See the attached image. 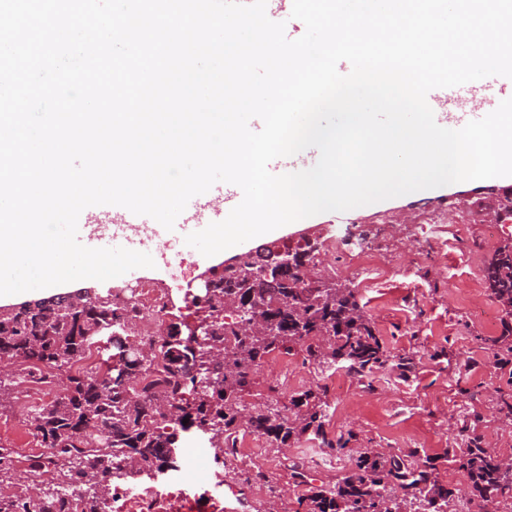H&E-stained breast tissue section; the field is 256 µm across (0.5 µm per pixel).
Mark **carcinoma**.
Here are the masks:
<instances>
[{
	"instance_id": "cac0c4a2",
	"label": "carcinoma",
	"mask_w": 512,
	"mask_h": 512,
	"mask_svg": "<svg viewBox=\"0 0 512 512\" xmlns=\"http://www.w3.org/2000/svg\"><path fill=\"white\" fill-rule=\"evenodd\" d=\"M293 263L276 267L268 281L240 279L219 271L212 280L209 332L198 342L182 335L180 325L126 355L120 369L100 354V335L134 326V309H119L115 300L88 299L82 304H26L0 310V359L14 369L0 374V408L17 398L29 381L54 383L63 390L36 406L26 420L32 436L50 454L26 457L28 471L56 469L58 478L32 494L17 477V456L0 445V512H105L112 482L135 484L161 469L175 467L172 446L178 428L206 429L216 467L224 466L228 448L241 431L266 436L288 448L306 435L322 438L338 452L352 432L330 439L324 432L328 402L325 387L310 386L292 395L288 412L248 406L254 374L275 351L306 353L320 371L343 365L371 378L381 368L409 372L410 357L395 359L359 302L357 289L322 275L309 283L305 273L318 249H288ZM483 282L503 313L501 335L492 339L498 361L512 364V238L494 250L483 268ZM246 304L274 326L265 335L240 329L241 316L224 303ZM204 385L190 409L184 394L197 376ZM188 423H183V420ZM469 484V499L490 502L512 497V461L482 445L479 437L452 454ZM454 496L430 461L366 448L350 461L345 474L330 485H311L304 512H447Z\"/></svg>"
}]
</instances>
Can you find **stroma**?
I'll return each mask as SVG.
<instances>
[{
  "label": "stroma",
  "mask_w": 512,
  "mask_h": 512,
  "mask_svg": "<svg viewBox=\"0 0 512 512\" xmlns=\"http://www.w3.org/2000/svg\"><path fill=\"white\" fill-rule=\"evenodd\" d=\"M456 192L448 185L374 207L325 212L282 231L289 238L306 227L353 224L368 236H379L386 259L375 288H362L363 275L356 268L342 279L358 286L359 300L389 351L412 356L415 368L405 377L396 370L379 371L373 384L354 382L342 396L328 389L326 430L332 436L353 431L360 448L399 455L417 451L436 464L441 480L452 488L461 484L463 474L446 457L459 448V432L468 418H475V433L485 447L512 440V424L504 423L499 411L508 372L497 365L488 346L502 326H486L476 316L480 304L489 300L483 266L492 254L485 245L479 198L459 206L438 242L414 235L412 225L402 221L406 215L438 219ZM201 271L199 254L188 252L173 261L161 254L153 267L131 270L124 278L162 289L169 311L191 323L199 312L189 291ZM197 452L202 458L193 472L172 470L159 480H143L137 487L143 495L140 502L126 501L127 484L114 481L116 512H145L152 502L163 512L176 505L184 512H222L231 490L244 500L242 512H264V502L243 485L244 479H261L257 464L229 458L223 468L212 467L208 434L194 428L182 431L175 448L179 462Z\"/></svg>",
  "instance_id": "35a3bbf8"
}]
</instances>
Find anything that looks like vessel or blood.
Listing matches in <instances>:
<instances>
[{
	"label": "vessel or blood",
	"mask_w": 512,
	"mask_h": 512,
	"mask_svg": "<svg viewBox=\"0 0 512 512\" xmlns=\"http://www.w3.org/2000/svg\"><path fill=\"white\" fill-rule=\"evenodd\" d=\"M470 92L468 86L460 85L450 88H437L431 90L427 95V102L432 108L437 122H445L450 113H460L461 123H468L472 120L481 119L482 111L466 107L465 102ZM319 158L317 149H309L305 154L294 158L287 165H271L270 171L273 174L281 175L296 171L306 170L314 166ZM210 208L216 209L221 216H228L230 211L237 206L242 195L241 189H230L221 184H214L209 190ZM153 225L154 234L163 238L168 251L174 255H181L188 234L200 231L201 226L197 223H189L185 218H177L173 229H165L162 225L153 224L151 217L137 215L129 210H122L119 223H111L110 219H103L102 228L99 234L94 236H80L82 245L89 248H116L123 247L138 251L143 246L142 240L133 238L126 233L130 225Z\"/></svg>",
	"instance_id": "obj_1"
}]
</instances>
